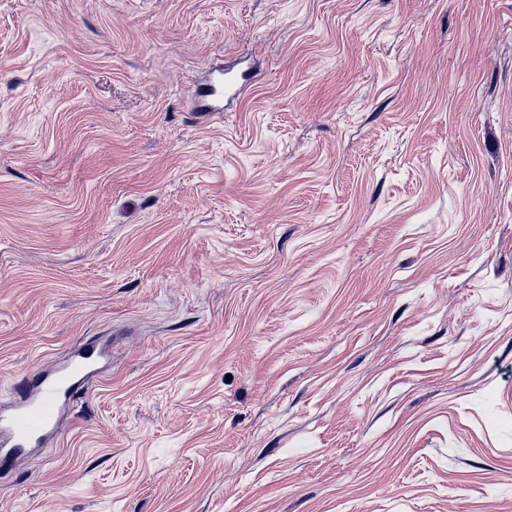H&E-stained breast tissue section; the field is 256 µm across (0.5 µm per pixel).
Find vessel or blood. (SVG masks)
Masks as SVG:
<instances>
[{
    "label": "vessel or blood",
    "instance_id": "1",
    "mask_svg": "<svg viewBox=\"0 0 512 512\" xmlns=\"http://www.w3.org/2000/svg\"><path fill=\"white\" fill-rule=\"evenodd\" d=\"M90 346L74 350L63 362L43 369L19 388L14 405L0 412V466L14 463L34 445L53 435L77 388L100 360Z\"/></svg>",
    "mask_w": 512,
    "mask_h": 512
}]
</instances>
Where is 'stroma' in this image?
<instances>
[{
  "mask_svg": "<svg viewBox=\"0 0 512 512\" xmlns=\"http://www.w3.org/2000/svg\"><path fill=\"white\" fill-rule=\"evenodd\" d=\"M91 342L0 512H512V0H0V407Z\"/></svg>",
  "mask_w": 512,
  "mask_h": 512,
  "instance_id": "1",
  "label": "stroma"
}]
</instances>
